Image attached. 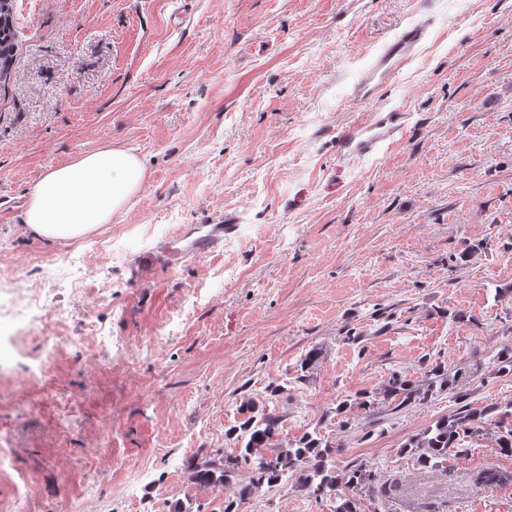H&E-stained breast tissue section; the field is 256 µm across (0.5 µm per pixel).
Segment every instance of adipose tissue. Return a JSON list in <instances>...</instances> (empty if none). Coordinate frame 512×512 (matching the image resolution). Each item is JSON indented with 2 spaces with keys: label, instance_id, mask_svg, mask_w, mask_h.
Masks as SVG:
<instances>
[{
  "label": "adipose tissue",
  "instance_id": "ef3b65f1",
  "mask_svg": "<svg viewBox=\"0 0 512 512\" xmlns=\"http://www.w3.org/2000/svg\"><path fill=\"white\" fill-rule=\"evenodd\" d=\"M144 181V168L129 150L104 148L83 154L36 182L27 198L24 222L48 240L82 237L110 223Z\"/></svg>",
  "mask_w": 512,
  "mask_h": 512
}]
</instances>
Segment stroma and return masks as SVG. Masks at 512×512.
Returning a JSON list of instances; mask_svg holds the SVG:
<instances>
[{
    "instance_id": "obj_1",
    "label": "stroma",
    "mask_w": 512,
    "mask_h": 512,
    "mask_svg": "<svg viewBox=\"0 0 512 512\" xmlns=\"http://www.w3.org/2000/svg\"><path fill=\"white\" fill-rule=\"evenodd\" d=\"M20 34L0 86V512H224L186 465L232 448L240 404L271 390L281 437L317 435L374 466L361 512H512L489 425L446 470L405 441L459 404L512 409V0H12ZM414 56L368 100L363 70L412 22ZM400 109L375 153L345 128ZM120 147L146 178L111 223L49 241L23 221L32 186ZM220 251L137 281L133 256L198 224ZM69 255L81 279L16 274ZM43 292L67 313L41 374L39 328L13 309ZM465 375L400 406L391 376ZM371 407H362L363 399ZM26 496H19V489ZM283 482L241 512H332Z\"/></svg>"
}]
</instances>
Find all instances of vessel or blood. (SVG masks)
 Returning <instances> with one entry per match:
<instances>
[{
	"label": "vessel or blood",
	"instance_id": "obj_1",
	"mask_svg": "<svg viewBox=\"0 0 512 512\" xmlns=\"http://www.w3.org/2000/svg\"><path fill=\"white\" fill-rule=\"evenodd\" d=\"M425 33V28L419 24L404 27L385 46L373 65L363 73L353 90V100L359 102L373 95L393 71L413 56L423 42ZM407 119L405 112L391 109L375 113L370 124L351 126L341 139L344 155L363 156L373 153L382 143L403 132ZM232 230L233 227L229 224H202L191 234L176 235L159 248L142 251L133 262L136 280L151 278L160 262L174 264L210 250L223 248L224 236Z\"/></svg>",
	"mask_w": 512,
	"mask_h": 512
}]
</instances>
